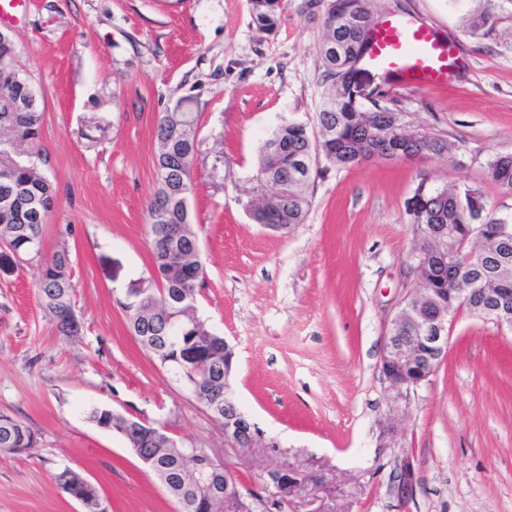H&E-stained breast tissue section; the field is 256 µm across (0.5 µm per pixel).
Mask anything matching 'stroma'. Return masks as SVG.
Instances as JSON below:
<instances>
[{"label": "stroma", "mask_w": 512, "mask_h": 512, "mask_svg": "<svg viewBox=\"0 0 512 512\" xmlns=\"http://www.w3.org/2000/svg\"><path fill=\"white\" fill-rule=\"evenodd\" d=\"M379 14L420 19L466 60L439 89L395 86L370 64L361 74L406 130L450 153L324 165L305 223L285 234L256 224L248 204L263 138L288 120L316 124L323 30L306 0H281L271 33L249 0H30L0 26L38 95L39 167L57 192L43 254L67 249L81 322L63 336L39 304L35 265L0 246V413L38 437L0 453V512H82L56 483L66 467L112 512H179L124 439L87 420L92 404L204 449L235 472L254 512H512V331L458 309L447 355L398 406L380 368L417 283V187H469L512 217V194L487 176L512 154V0H379ZM179 105L199 117L197 314L233 345V393L269 448L227 445L131 336L122 308L151 275L155 129ZM284 467L309 481L275 504L269 474Z\"/></svg>", "instance_id": "35a3bbf8"}]
</instances>
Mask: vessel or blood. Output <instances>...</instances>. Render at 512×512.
<instances>
[{
    "label": "vessel or blood",
    "mask_w": 512,
    "mask_h": 512,
    "mask_svg": "<svg viewBox=\"0 0 512 512\" xmlns=\"http://www.w3.org/2000/svg\"><path fill=\"white\" fill-rule=\"evenodd\" d=\"M370 59L387 66L396 85L408 87L448 85L464 66L452 43L440 39L432 27L407 17L381 22Z\"/></svg>",
    "instance_id": "b4317fda"
}]
</instances>
